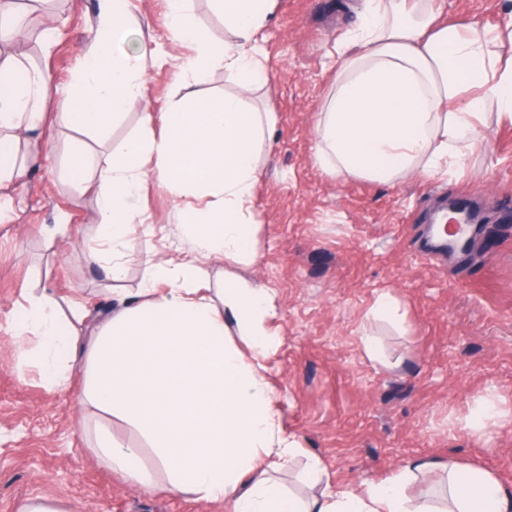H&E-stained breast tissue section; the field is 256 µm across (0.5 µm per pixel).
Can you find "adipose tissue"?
<instances>
[{"label": "adipose tissue", "instance_id": "adipose-tissue-1", "mask_svg": "<svg viewBox=\"0 0 512 512\" xmlns=\"http://www.w3.org/2000/svg\"><path fill=\"white\" fill-rule=\"evenodd\" d=\"M132 0H98L100 23L80 61L75 89L64 92L68 122L106 134L115 119L145 99L143 64L154 41L130 24ZM233 39L215 50L184 0H168L174 42L194 47L186 68L194 82L223 66L237 70L245 90L268 74L252 42L274 0H215ZM441 0H364L355 48L336 77L316 122V160L340 179L391 184L462 169L476 147L487 106L512 124V20L499 27L439 23ZM55 88L43 71L0 61V188L43 162L21 152L23 134L49 120ZM143 137L87 181L80 147L69 175L88 182L99 220L92 263L121 281L140 223L134 202L150 186L184 200L177 226L187 247L154 264L143 288L120 296L118 307L89 338L76 323L30 300L17 342L39 340L27 359L58 387L70 386L76 362L87 375L81 405L120 417L148 440L156 469L130 468L137 447L98 432L101 458L144 490L192 494L229 504L231 512H512V493L492 472L447 468L438 504L411 488L432 464L411 460L391 477L361 488L302 499L276 479L300 452L282 426L266 379L277 315L271 289L228 274L221 298L206 284L214 263L253 261L259 227L251 220L259 155L271 112L238 96H198L162 116L144 111ZM161 134H153L155 122ZM239 336H231V327Z\"/></svg>", "mask_w": 512, "mask_h": 512}]
</instances>
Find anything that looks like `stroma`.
Masks as SVG:
<instances>
[{"mask_svg":"<svg viewBox=\"0 0 512 512\" xmlns=\"http://www.w3.org/2000/svg\"><path fill=\"white\" fill-rule=\"evenodd\" d=\"M57 0L34 12L19 0L28 35L0 43V57L41 69L69 87L96 24L97 0ZM134 28L158 48L145 62L146 108L167 111L192 95L241 93L231 69H213L200 84L183 68L190 45L170 41L166 0H133ZM362 0H275L258 36L268 83L249 94L252 107L276 116L264 146L253 214L260 229L253 263L228 262L223 272L272 288L279 343L266 360L267 377L286 433L301 453L277 478L304 497L309 457L319 458L331 489L389 477L411 459L435 462L418 486L440 481L441 464L480 466L512 490V124L488 116L479 149L454 174H413L393 185L339 179L315 159V124L340 54L357 27ZM447 18L495 25L512 0H446ZM51 47L40 38L45 23ZM49 124L38 139L49 159L0 192V308L13 312L0 328V512L44 503L58 512H225L192 495L143 490L114 472L94 446L108 427L138 447L133 464L149 468L154 453L132 425L78 401L82 365L72 384L50 386L22 363L13 336L23 305L42 298L68 310L84 308L93 331L112 307V284L87 259L96 246L97 202L67 175L68 149L83 143L92 167L119 155L143 133L137 110L107 135L90 137L63 119L60 99L48 101ZM463 202L490 221L477 229L467 254L434 247L428 216L439 203ZM177 202L162 189L141 196L144 221L120 286L134 293L158 260L174 256ZM66 237L52 235L54 225ZM406 313L403 327L368 320L380 294ZM376 337L369 358L363 336Z\"/></svg>","mask_w":512,"mask_h":512,"instance_id":"stroma-1","label":"stroma"}]
</instances>
